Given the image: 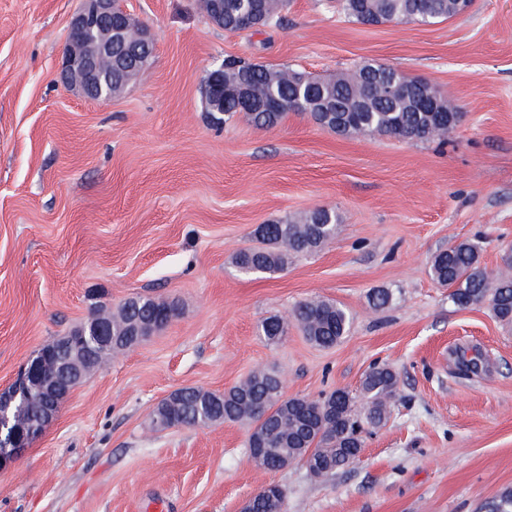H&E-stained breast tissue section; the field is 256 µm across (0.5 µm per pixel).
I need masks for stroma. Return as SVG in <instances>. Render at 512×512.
Here are the masks:
<instances>
[{
    "mask_svg": "<svg viewBox=\"0 0 512 512\" xmlns=\"http://www.w3.org/2000/svg\"><path fill=\"white\" fill-rule=\"evenodd\" d=\"M80 0H0V390L43 345L128 299L176 301L148 341L104 358L53 423L0 471V512H241L275 483L286 512H485L512 488V330L460 309L430 259L478 240L494 271L512 248V0H474L431 25H362L334 0H291L279 25L227 32L199 0H127L154 56L112 102L59 70ZM234 56L333 77L393 67L455 100L442 141L342 137L292 115L214 125L202 85ZM316 208L334 239L271 276L236 254L261 224ZM387 289L377 310L368 295ZM317 298L352 316L330 349L297 329L270 343L263 319ZM482 372L459 373L460 349ZM376 363L400 388L354 467L329 482L300 466L258 469L249 425L165 428L157 403L184 387L221 392L275 369L290 397L356 390Z\"/></svg>",
    "mask_w": 512,
    "mask_h": 512,
    "instance_id": "obj_1",
    "label": "stroma"
}]
</instances>
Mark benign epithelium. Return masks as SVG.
I'll list each match as a JSON object with an SVG mask.
<instances>
[{
    "mask_svg": "<svg viewBox=\"0 0 512 512\" xmlns=\"http://www.w3.org/2000/svg\"><path fill=\"white\" fill-rule=\"evenodd\" d=\"M72 38L60 66L61 81L82 97L99 103L122 92L113 87L112 44L116 37L143 42L148 31L127 11L124 0H81L70 20ZM112 351V316H99L80 335L72 336L67 351L55 340L41 347L17 379L0 391V470L12 467L18 456L56 418L63 399L97 366L95 353ZM36 400L42 413L33 418L25 404Z\"/></svg>",
    "mask_w": 512,
    "mask_h": 512,
    "instance_id": "1",
    "label": "benign epithelium"
}]
</instances>
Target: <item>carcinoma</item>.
Returning a JSON list of instances; mask_svg holds the SVG:
<instances>
[{
  "mask_svg": "<svg viewBox=\"0 0 512 512\" xmlns=\"http://www.w3.org/2000/svg\"><path fill=\"white\" fill-rule=\"evenodd\" d=\"M290 0H224V29L240 31L281 22ZM346 17L363 25L407 20L437 23L459 14L457 0H342ZM154 45L140 44L128 55L126 68H144ZM393 81L401 91L388 97L381 85ZM246 84L258 92L259 107L246 113L260 127L279 125L290 112H308L318 126L339 136L384 134L404 140H432L461 118L457 108L443 100L428 83L410 80L399 71L378 63L359 66L354 73L322 80L303 73L293 79L285 70L224 58V92L207 93L206 110L211 120L225 123L238 114V88ZM317 95L321 102L336 107L334 112H310L296 100ZM338 218L334 211L317 208L302 220L286 219L261 225L258 245L237 254V267L248 274H271L282 270L288 254L311 255L335 234ZM482 247L476 242H460L433 255L431 273L449 289L450 301L459 308L487 305L494 317L512 325V275L489 272L481 262ZM177 315V304L151 298L126 301L112 317L116 343L140 341L131 335L138 326L152 332L163 330ZM293 319L306 339L321 348H330L347 335L351 317L334 302L306 301L298 304ZM288 323L278 316L263 320L261 334L268 340L285 335ZM461 374L483 369L482 356L459 355ZM400 385L399 375L387 364L375 363L351 392L336 389L318 399L282 398L281 382L274 371L251 374L222 393L185 387L157 409V418L170 427H208L224 421H249V447L263 448L251 454L255 464L278 470L287 461L306 463L324 479H331L355 465L364 448V435L381 428L387 420L390 401ZM287 496L276 485L260 488L252 496V512H286ZM486 512H512V489L489 501Z\"/></svg>",
  "mask_w": 512,
  "mask_h": 512,
  "instance_id": "obj_1",
  "label": "carcinoma"
}]
</instances>
